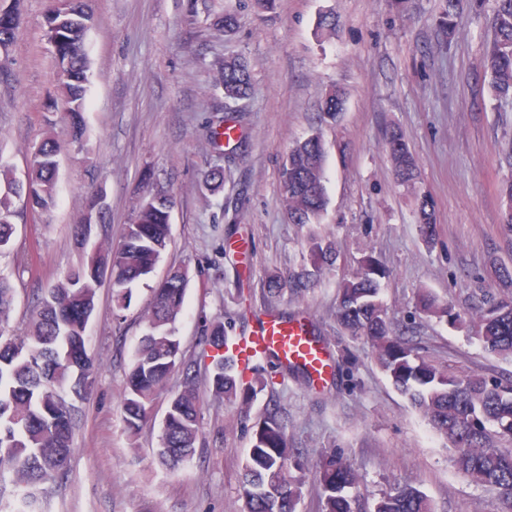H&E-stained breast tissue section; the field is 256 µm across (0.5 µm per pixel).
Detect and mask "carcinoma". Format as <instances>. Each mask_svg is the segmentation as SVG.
I'll return each instance as SVG.
<instances>
[{
	"label": "carcinoma",
	"mask_w": 512,
	"mask_h": 512,
	"mask_svg": "<svg viewBox=\"0 0 512 512\" xmlns=\"http://www.w3.org/2000/svg\"><path fill=\"white\" fill-rule=\"evenodd\" d=\"M91 20L85 0H67L64 8L53 7L47 16L60 38L54 55L57 89L73 129L72 144L78 148L85 134L82 113L90 76L85 35ZM488 21L492 37L483 50L485 74L496 96L512 98V0H492ZM214 82L226 99L238 101L250 96L253 77L244 59L232 57L214 65ZM343 106V94L335 90L326 96L321 111L334 119ZM60 150L50 137L33 146L22 179L12 167L0 163V254L10 249L16 226L26 222L28 212L48 214L55 208ZM384 150L397 180H412L417 164L400 132L393 129L387 134ZM324 163L325 151L317 135L289 151L280 191L292 223L314 224L323 213ZM172 206L167 192L148 194L133 222L126 225L121 244L104 248L91 244V239H110V225L102 196H90L80 223L71 232L84 258L46 290L30 312L24 336L4 335L15 288L0 275V478L9 472L14 494L21 499L34 502L37 493L68 473L72 404L63 393L82 399L92 390L96 366L87 351L86 329L95 311L98 284L109 278L114 307H127L132 286L151 277L170 243ZM310 253L315 266L336 262L331 246L315 235L310 238ZM381 275L366 260L358 273L342 282L339 321L352 337L371 344L393 385L458 450L457 469L473 482L496 490L501 512H512V380L450 374L396 335L380 297ZM188 282L187 271L177 268L152 289L148 333L127 374L122 401L124 420L134 432L148 417L157 391L173 373H182L183 388L170 399L158 448L160 461L172 470L195 455L201 440L202 395L195 360L186 357L176 336ZM315 283L313 271L305 269L288 280H270L268 291L302 295ZM417 305L426 316L449 314L448 307L427 292L419 293ZM475 334L489 353L512 361V300L481 308ZM207 335L213 369L208 389L213 395L246 403L270 387L259 375L243 379L234 358L220 354L227 344L223 322L212 323ZM293 456L279 408H267L242 467L245 512H295L303 482L287 469ZM317 473L322 512H363L358 477L349 464L332 456L317 465ZM369 512H436V508L424 492L406 485L382 494Z\"/></svg>",
	"instance_id": "1"
}]
</instances>
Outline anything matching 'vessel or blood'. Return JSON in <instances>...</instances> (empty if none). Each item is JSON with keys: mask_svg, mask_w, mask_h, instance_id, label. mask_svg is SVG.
I'll use <instances>...</instances> for the list:
<instances>
[{"mask_svg": "<svg viewBox=\"0 0 512 512\" xmlns=\"http://www.w3.org/2000/svg\"><path fill=\"white\" fill-rule=\"evenodd\" d=\"M232 350L244 363L272 354L282 363L304 367L316 385L323 384L330 373V362L323 346L309 334L301 319L265 316L249 336L233 345Z\"/></svg>", "mask_w": 512, "mask_h": 512, "instance_id": "vessel-or-blood-1", "label": "vessel or blood"}]
</instances>
